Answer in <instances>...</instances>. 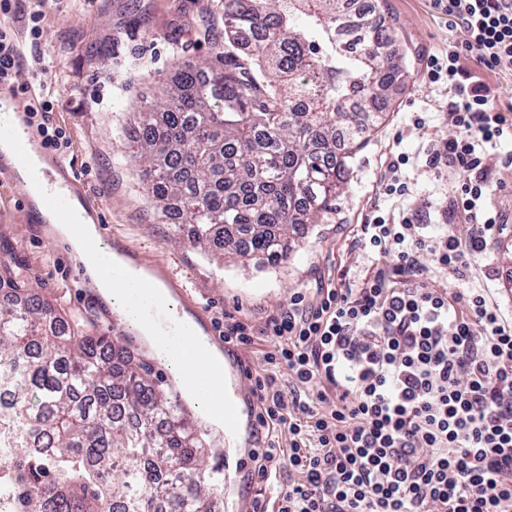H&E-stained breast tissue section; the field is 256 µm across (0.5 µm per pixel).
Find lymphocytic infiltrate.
Listing matches in <instances>:
<instances>
[{"instance_id": "1", "label": "lymphocytic infiltrate", "mask_w": 512, "mask_h": 512, "mask_svg": "<svg viewBox=\"0 0 512 512\" xmlns=\"http://www.w3.org/2000/svg\"><path fill=\"white\" fill-rule=\"evenodd\" d=\"M432 2L467 40L446 66L457 135L429 162L461 178L452 208L473 231L430 236L412 218L376 216L359 240L395 263L353 287L325 284L313 308L296 294L267 323L277 344L264 359L294 383L286 394L272 374L257 385L260 426L287 427L290 444H268L254 469L297 475L277 491V512H512V319L485 289L428 285L435 272L465 280L503 229L484 207L482 151L512 137V121L480 73L512 62V0Z\"/></svg>"}]
</instances>
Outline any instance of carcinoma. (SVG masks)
Masks as SVG:
<instances>
[{
  "label": "carcinoma",
  "mask_w": 512,
  "mask_h": 512,
  "mask_svg": "<svg viewBox=\"0 0 512 512\" xmlns=\"http://www.w3.org/2000/svg\"><path fill=\"white\" fill-rule=\"evenodd\" d=\"M251 44L238 54L243 40ZM403 78L391 28L343 0H224V48L186 60L145 100L136 158L188 243L276 266L327 213ZM0 301V500L22 512H219L203 443L176 396L119 339L81 332L12 278ZM38 441L41 449L29 448Z\"/></svg>",
  "instance_id": "obj_1"
}]
</instances>
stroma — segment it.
I'll list each match as a JSON object with an SVG mask.
<instances>
[{
    "label": "stroma",
    "mask_w": 512,
    "mask_h": 512,
    "mask_svg": "<svg viewBox=\"0 0 512 512\" xmlns=\"http://www.w3.org/2000/svg\"><path fill=\"white\" fill-rule=\"evenodd\" d=\"M377 13L393 31L407 70L381 120L365 134L353 157L332 209L321 223L309 225L287 264L265 270L240 268L211 258L179 238L165 224L146 194L142 166L132 157L137 136L133 114L139 101L159 96L183 60L210 62L224 43L220 0H44L36 54L51 61L46 77L53 109L46 115L49 130L61 131L58 155L78 166L87 184L94 217L103 220L113 239L129 244L135 261L156 266L180 309L192 316L208 340L220 349L233 376L244 377L238 395L243 425L239 440L246 455L229 448L225 431L200 416L209 433L207 468L230 480V494L247 504L274 496L287 484V472L265 483L254 472L251 455L275 441L288 445L284 427L257 423L258 378L277 376L276 387L288 388V370L270 369L263 359L274 342L263 336L270 316L286 310L297 291L317 304L320 281L357 283L371 265H390L394 254L372 253L357 242L359 225L374 215L398 219L422 215L427 232L439 234L453 225L460 239L472 231L468 217L452 212L454 180L447 170L431 168L429 149H444L457 130L448 122L455 99L447 79L432 80V60L446 61L461 46V26L433 9L431 0H376ZM512 156V140L484 149L485 164L495 182L489 206L512 224V169L501 161ZM401 160L399 179L405 189L385 190L388 166ZM9 252L19 276L69 319L88 321L95 332L113 336L112 310L80 277L68 244L52 237L41 224L28 221L18 190L0 184V253ZM512 232L494 235L485 259L463 285L483 288L502 315L512 318ZM458 281L438 275L432 288L455 291ZM249 322L256 331L251 345L224 341V318Z\"/></svg>",
    "instance_id": "obj_1"
}]
</instances>
